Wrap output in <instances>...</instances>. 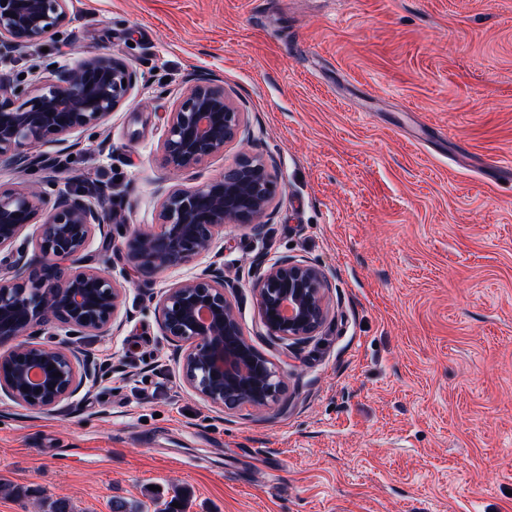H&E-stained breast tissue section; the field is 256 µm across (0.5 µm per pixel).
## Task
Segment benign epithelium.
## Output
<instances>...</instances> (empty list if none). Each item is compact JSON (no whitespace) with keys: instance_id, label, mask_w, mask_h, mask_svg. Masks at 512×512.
Instances as JSON below:
<instances>
[{"instance_id":"obj_1","label":"benign epithelium","mask_w":512,"mask_h":512,"mask_svg":"<svg viewBox=\"0 0 512 512\" xmlns=\"http://www.w3.org/2000/svg\"><path fill=\"white\" fill-rule=\"evenodd\" d=\"M68 17L69 0H0V45L37 42ZM136 83L135 71L112 56L82 58L34 94L0 78V166L27 171L45 162L43 144H65L103 124ZM243 126L224 86L199 78L169 115L164 164L175 174L190 172L224 153ZM276 192L269 164L244 153L217 178L164 190L158 224L129 239V257L146 275L202 259L224 225L262 223ZM121 223L112 197L83 183L55 194L42 182L0 187V267L7 270L0 275V345L11 344L0 353V392L12 402L51 409L94 380V360L74 336L110 328L125 288L88 266L86 251L96 235L112 245V226ZM31 224L38 225L32 248L20 241ZM326 288L323 270L305 260L257 263L251 291L265 336L286 349L315 336L326 320ZM234 292L224 268L211 263L167 289L157 305L164 335L189 344L181 361L185 382L220 411L267 407L283 392L280 372L242 331ZM50 322L65 339L53 346L28 341Z\"/></svg>"}]
</instances>
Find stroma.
Segmentation results:
<instances>
[{
  "mask_svg": "<svg viewBox=\"0 0 512 512\" xmlns=\"http://www.w3.org/2000/svg\"><path fill=\"white\" fill-rule=\"evenodd\" d=\"M122 58L126 103L51 178L110 186L124 232L160 191L243 149L279 194L260 228L226 225L216 260L245 336L284 376L279 403L220 412L191 391L156 304L197 259L142 278L123 246L114 334L81 337L96 383L50 410L0 396V512H512V0H70L58 33L0 53L28 89L82 57ZM223 85L249 143L180 178L167 120L195 78ZM328 278L312 341L282 350L251 292L256 258Z\"/></svg>",
  "mask_w": 512,
  "mask_h": 512,
  "instance_id": "35a3bbf8",
  "label": "stroma"
}]
</instances>
